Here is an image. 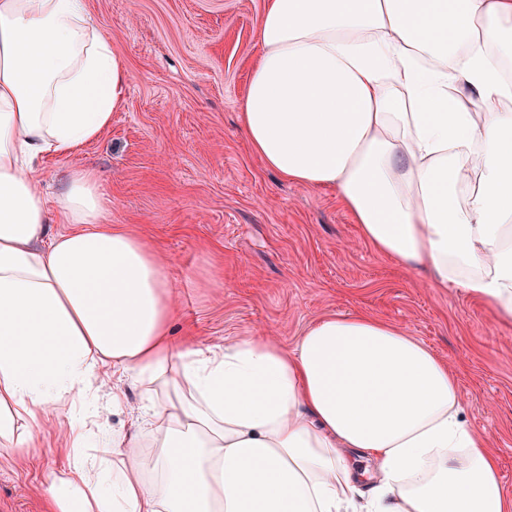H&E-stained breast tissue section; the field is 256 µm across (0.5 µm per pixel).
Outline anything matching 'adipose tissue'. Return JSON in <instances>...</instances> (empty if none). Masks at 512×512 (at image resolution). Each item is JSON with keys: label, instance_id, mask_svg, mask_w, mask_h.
I'll return each instance as SVG.
<instances>
[{"label": "adipose tissue", "instance_id": "1", "mask_svg": "<svg viewBox=\"0 0 512 512\" xmlns=\"http://www.w3.org/2000/svg\"><path fill=\"white\" fill-rule=\"evenodd\" d=\"M240 121L288 182L333 188L375 250L512 324V0H267ZM128 69L85 0H0V455L27 461L96 368L142 391L130 432L49 472V512H512L458 376L364 314L213 347L169 336L157 250L108 220L98 172L33 173L96 139ZM472 88L478 111L449 99ZM377 465L359 499L348 455Z\"/></svg>", "mask_w": 512, "mask_h": 512}]
</instances>
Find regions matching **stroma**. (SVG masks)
Returning a JSON list of instances; mask_svg holds the SVG:
<instances>
[{
    "label": "stroma",
    "mask_w": 512,
    "mask_h": 512,
    "mask_svg": "<svg viewBox=\"0 0 512 512\" xmlns=\"http://www.w3.org/2000/svg\"><path fill=\"white\" fill-rule=\"evenodd\" d=\"M131 74L121 108L98 138L36 177L49 194L90 165L111 200L109 219L160 253L174 287V339L221 345L265 331L294 345L313 321L368 313L391 322L456 370L466 421L495 454L512 494V326L492 308L433 287L366 242L336 190L284 181L252 152L239 113L259 52L265 0H86ZM113 379L91 381L96 422L128 430L141 398L113 413ZM79 411L61 405L35 460L0 462V512H45L41 485L63 466L61 430Z\"/></svg>",
    "instance_id": "1"
}]
</instances>
